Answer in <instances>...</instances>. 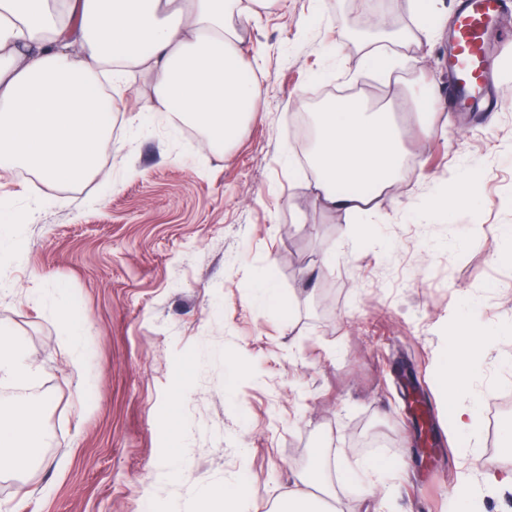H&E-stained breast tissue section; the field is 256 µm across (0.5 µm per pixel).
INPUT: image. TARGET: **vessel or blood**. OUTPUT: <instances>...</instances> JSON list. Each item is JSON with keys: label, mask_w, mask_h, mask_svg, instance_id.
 I'll return each mask as SVG.
<instances>
[{"label": "vessel or blood", "mask_w": 512, "mask_h": 512, "mask_svg": "<svg viewBox=\"0 0 512 512\" xmlns=\"http://www.w3.org/2000/svg\"><path fill=\"white\" fill-rule=\"evenodd\" d=\"M502 0H466L454 29L448 66L450 90L459 107L484 97L498 82V66L487 52V40L502 12Z\"/></svg>", "instance_id": "vessel-or-blood-1"}]
</instances>
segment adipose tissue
Segmentation results:
<instances>
[{"instance_id": "1", "label": "adipose tissue", "mask_w": 512, "mask_h": 512, "mask_svg": "<svg viewBox=\"0 0 512 512\" xmlns=\"http://www.w3.org/2000/svg\"><path fill=\"white\" fill-rule=\"evenodd\" d=\"M281 0H0V164L33 174L44 195L80 186L98 170L104 112L123 102L127 77L142 68L153 92L142 106L173 129L191 125L226 140L255 118L260 86L240 79L245 66L240 30ZM310 162L326 208L372 215L376 195L401 177L406 157L390 109L369 110L356 99L331 103L316 115ZM374 187L375 196L356 185ZM460 344L446 357L440 388L452 435L472 434L481 391L472 385L480 356L494 336L468 316L451 320ZM0 421V472H19L36 460L31 406L16 400ZM343 478L351 462L318 463L300 478L275 512H330L311 495L328 469Z\"/></svg>"}]
</instances>
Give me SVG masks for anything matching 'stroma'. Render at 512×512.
I'll return each instance as SVG.
<instances>
[{
  "label": "stroma",
  "instance_id": "stroma-1",
  "mask_svg": "<svg viewBox=\"0 0 512 512\" xmlns=\"http://www.w3.org/2000/svg\"><path fill=\"white\" fill-rule=\"evenodd\" d=\"M458 0H283L248 23L241 49L262 89L260 116L206 153L162 117L128 131L151 93L133 73L102 169L63 200H36L0 167V330L34 377L0 383V403L38 411L39 458L0 474V512H216L202 487L236 480L253 512H274L318 461L347 456L386 470L376 495L335 487L339 512H449L461 477L475 512H512V492L482 489L486 459L508 460L512 337H499L473 385L474 434L427 455L400 411L401 370L420 375L431 420L448 428L439 388L454 309L512 326V58L498 112L448 104V24ZM389 19L412 37L366 59L350 30ZM353 92L394 107L407 165L401 208L356 218L324 207L291 116L317 96ZM470 169L481 230L433 219V201ZM270 284L274 301L258 299ZM85 327L82 365L69 346ZM181 456L180 477L156 472ZM27 498H20L19 489Z\"/></svg>",
  "mask_w": 512,
  "mask_h": 512
}]
</instances>
